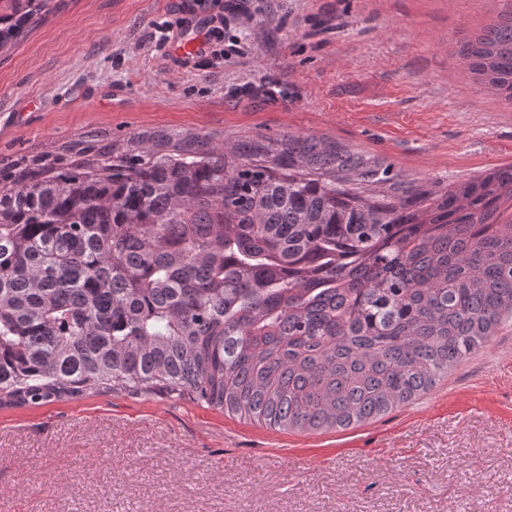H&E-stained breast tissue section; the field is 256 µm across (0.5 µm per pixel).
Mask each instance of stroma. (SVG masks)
Here are the masks:
<instances>
[{
	"label": "stroma",
	"mask_w": 512,
	"mask_h": 512,
	"mask_svg": "<svg viewBox=\"0 0 512 512\" xmlns=\"http://www.w3.org/2000/svg\"><path fill=\"white\" fill-rule=\"evenodd\" d=\"M49 0L0 52V164L83 136L291 133L452 186L512 163V102L458 67L499 0ZM0 512H512V322L434 392L352 433L101 393L0 409Z\"/></svg>",
	"instance_id": "obj_1"
}]
</instances>
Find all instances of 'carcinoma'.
<instances>
[{"instance_id":"obj_1","label":"carcinoma","mask_w":512,"mask_h":512,"mask_svg":"<svg viewBox=\"0 0 512 512\" xmlns=\"http://www.w3.org/2000/svg\"><path fill=\"white\" fill-rule=\"evenodd\" d=\"M0 14V48L21 38L48 0H14ZM458 53L491 69L512 101V56L494 61L478 37ZM512 182V164L465 182L471 203ZM457 194L418 183L336 141L283 134L216 147L183 133H132L123 144L81 138L54 153L0 167V408L123 391L185 395L250 417L238 370L254 355L227 336L291 331L338 336L339 322L373 336L405 323L418 346L440 341L462 359L475 347L448 333L469 321L448 308V281L432 300L392 274L443 238ZM512 266L491 264L481 288L493 315ZM338 288L341 313L308 308ZM423 316L440 323L426 331ZM386 395L405 398L400 374Z\"/></svg>"}]
</instances>
